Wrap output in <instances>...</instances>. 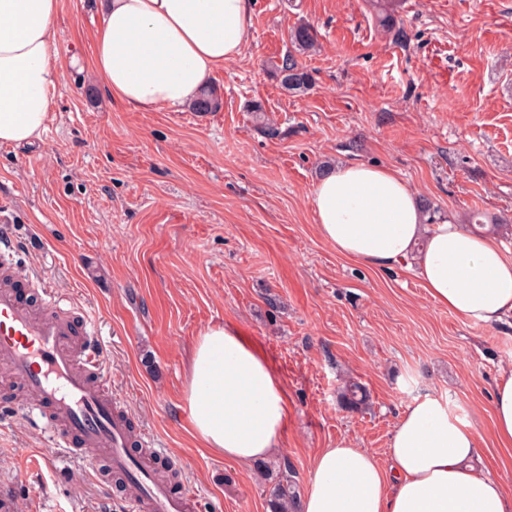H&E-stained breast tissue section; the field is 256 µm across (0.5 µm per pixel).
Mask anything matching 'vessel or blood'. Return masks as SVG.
<instances>
[{
	"label": "vessel or blood",
	"instance_id": "vessel-or-blood-1",
	"mask_svg": "<svg viewBox=\"0 0 512 512\" xmlns=\"http://www.w3.org/2000/svg\"><path fill=\"white\" fill-rule=\"evenodd\" d=\"M41 284L0 266V365L23 383L32 416L63 421L58 451L104 463L108 474L137 485L133 512H196L194 489L157 478L151 441L134 436L132 420L116 412L101 378L107 353L91 318L78 303L41 292Z\"/></svg>",
	"mask_w": 512,
	"mask_h": 512
}]
</instances>
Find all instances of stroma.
Wrapping results in <instances>:
<instances>
[{"mask_svg": "<svg viewBox=\"0 0 512 512\" xmlns=\"http://www.w3.org/2000/svg\"><path fill=\"white\" fill-rule=\"evenodd\" d=\"M395 41L366 0H254L253 37L209 86L218 111L137 112L93 66L97 0H61L63 81L46 131L0 144V225L12 260L94 319L103 380L157 448L175 458L201 512H267L255 463L193 437L182 394L196 338L232 323L260 343L288 392L281 446L298 491L319 449L349 441L389 467L387 445L415 399L447 400L481 436L490 474L512 494L492 439V393L512 371V319L474 326L435 305L399 264L339 255L317 229L311 193L343 162L392 168L431 218L478 226L512 250V0H403ZM299 25L304 95L269 68ZM261 105L256 120L253 105ZM368 394L340 404L349 382ZM21 388L0 370V486L12 512H129L133 489L83 461L49 465Z\"/></svg>", "mask_w": 512, "mask_h": 512, "instance_id": "1", "label": "stroma"}]
</instances>
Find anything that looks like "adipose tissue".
Instances as JSON below:
<instances>
[{"instance_id":"obj_1","label":"adipose tissue","mask_w":512,"mask_h":512,"mask_svg":"<svg viewBox=\"0 0 512 512\" xmlns=\"http://www.w3.org/2000/svg\"><path fill=\"white\" fill-rule=\"evenodd\" d=\"M60 0H0V143L40 138L63 73L56 59ZM93 67L112 98L139 112L191 104L251 39L253 0H99ZM321 237L338 253L389 269L418 259L434 304L473 324L512 317V257L494 238L425 221L391 168L350 163L312 190ZM192 432L226 459L254 462L280 445L288 394L261 346L230 323L206 328L183 394ZM493 430L512 450V375L493 393ZM391 469L343 442L321 449L298 512H512V496L478 464L472 422L426 396L388 442Z\"/></svg>"}]
</instances>
